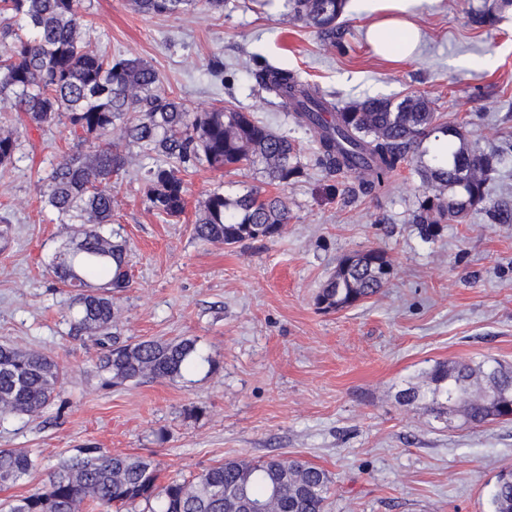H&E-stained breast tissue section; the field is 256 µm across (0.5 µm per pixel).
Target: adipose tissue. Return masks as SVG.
<instances>
[{
    "label": "adipose tissue",
    "instance_id": "adipose-tissue-1",
    "mask_svg": "<svg viewBox=\"0 0 512 512\" xmlns=\"http://www.w3.org/2000/svg\"><path fill=\"white\" fill-rule=\"evenodd\" d=\"M423 0H361L363 10L375 14L368 33L375 52L392 59L411 58L419 42V31L410 16Z\"/></svg>",
    "mask_w": 512,
    "mask_h": 512
}]
</instances>
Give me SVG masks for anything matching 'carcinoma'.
I'll return each mask as SVG.
<instances>
[{"instance_id": "carcinoma-1", "label": "carcinoma", "mask_w": 512, "mask_h": 512, "mask_svg": "<svg viewBox=\"0 0 512 512\" xmlns=\"http://www.w3.org/2000/svg\"><path fill=\"white\" fill-rule=\"evenodd\" d=\"M347 0H284L286 22L315 29L330 46L346 49ZM230 0H131L143 15L173 16L203 7L224 13ZM512 7L499 0L476 16L485 25ZM82 0H0V112H18L42 130L68 119V132L89 152L63 157L51 169L45 203L61 221L74 225L69 244L56 256L53 273L71 294V335L103 348L98 369L105 382L165 378L183 381L201 358L196 340L170 342L120 340L116 295L129 284L126 244L111 229L112 177L127 169L133 155L112 144L114 133L162 162L143 168V195L150 208L171 218L185 210L181 173L199 166L213 170L255 168L272 182L286 185L303 174L300 149L252 112L218 106L191 112L160 86L157 71L137 57L109 55L82 36ZM253 75L261 91L292 121L311 134L316 164L330 175L354 173L365 196L389 188L400 166L415 162L418 207L412 223L432 237L441 224L463 223L488 196L489 174L512 150L487 153L470 145L463 127L444 119L421 94L400 98L366 97L341 103L301 75L255 58ZM433 138L429 148L410 152ZM20 148L17 131L0 126V166L14 162ZM290 219L283 197L249 191L236 197L221 189L199 204L193 233L203 241L233 246L273 239ZM392 274L377 248L343 257L318 294L325 310L351 307L380 293ZM65 372L40 353L0 344V419L41 414L62 386ZM427 390L409 388L400 401L424 402L435 415L462 412L480 425L512 418V365L498 361L437 364L426 372ZM35 465L31 454L0 448V485L14 483ZM493 485L491 512H512V469ZM149 456L109 455L86 447L62 459L47 486L0 505V512H99L143 501L148 512H226L243 503L265 512H325L331 477L305 461L278 456L257 461L227 460L190 481L157 483Z\"/></svg>"}]
</instances>
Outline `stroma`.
<instances>
[{"label": "stroma", "mask_w": 512, "mask_h": 512, "mask_svg": "<svg viewBox=\"0 0 512 512\" xmlns=\"http://www.w3.org/2000/svg\"><path fill=\"white\" fill-rule=\"evenodd\" d=\"M230 13L145 16L129 0H89L86 31L109 54L152 65L161 87L191 110L224 103L264 119L301 147L303 174L288 187L252 170L185 174L187 206L171 218L149 209L144 158L112 180L113 220L128 244L121 339H196L203 359L188 381L145 379L105 387L100 347L69 335V294L51 273L70 229L44 203L53 163L71 152L65 124L44 130L10 114L22 142L0 167V342L51 356L66 371L42 414L0 422V448H21L36 465L0 500L41 489L59 459L97 446L152 456L160 483L190 480L228 459L297 455L332 479L327 512H490L489 491L512 467V421L449 426L400 391L422 384L442 361L512 365V224L480 209L467 223L424 237L411 214L419 178L402 166L389 193L352 194L354 175L315 166L305 131L258 92L252 55L298 71L349 102L417 93L460 123L484 151L512 134V8L494 27L472 23L494 0H425L413 20L414 57L376 54L373 15L347 9V49L313 29L282 24L284 0H232ZM224 63L213 73V58ZM254 189L285 198L291 220L273 240L228 248L195 238L206 194ZM378 248L393 274L356 306L322 309L317 296L348 254Z\"/></svg>", "instance_id": "stroma-1"}]
</instances>
